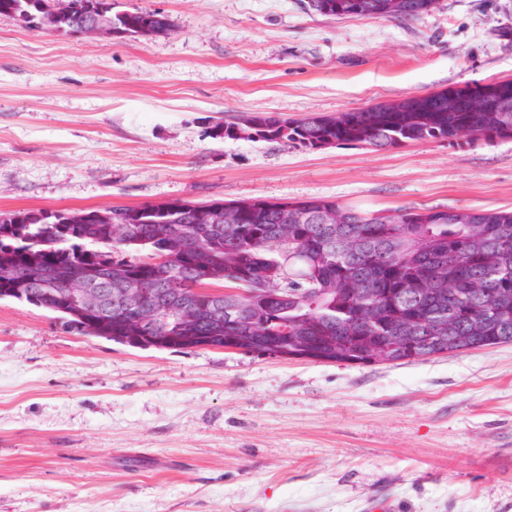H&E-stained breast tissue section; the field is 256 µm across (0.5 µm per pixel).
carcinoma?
I'll return each mask as SVG.
<instances>
[{"instance_id": "obj_1", "label": "carcinoma", "mask_w": 512, "mask_h": 512, "mask_svg": "<svg viewBox=\"0 0 512 512\" xmlns=\"http://www.w3.org/2000/svg\"><path fill=\"white\" fill-rule=\"evenodd\" d=\"M361 19H417L435 0H305L304 9L336 16V5ZM0 15L34 32L77 35L91 23L128 36L167 32L155 11H112V0H0ZM512 98V78L467 83L455 91ZM252 139L318 149L323 140L390 150L409 143L512 138V112H450L448 91L409 95L361 112L288 120L265 113ZM300 215L283 232L278 202H237L234 218L221 202H174L165 212L109 207L69 212L0 213V299L46 309L80 336L135 348H223L241 336L244 354L281 346V328L321 352V362L365 360L378 347L385 361L427 360L512 344V210H470L460 224L453 210L403 208L381 215L336 201L297 202ZM334 208L338 220L321 212ZM295 251L285 264L283 250ZM80 279L99 283L105 313L79 315L63 292ZM155 287L161 305L191 308L174 322L148 313L136 320L115 312L129 281ZM172 280L252 289L231 299L166 292ZM319 290L316 305L308 290Z\"/></svg>"}]
</instances>
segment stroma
<instances>
[{
    "instance_id": "35a3bbf8",
    "label": "stroma",
    "mask_w": 512,
    "mask_h": 512,
    "mask_svg": "<svg viewBox=\"0 0 512 512\" xmlns=\"http://www.w3.org/2000/svg\"><path fill=\"white\" fill-rule=\"evenodd\" d=\"M170 32L0 15V212L334 200L512 210V138L306 150L230 116L355 111L512 76V0L415 20L301 0H112ZM0 512H512V344L350 365L140 349L0 300Z\"/></svg>"
}]
</instances>
